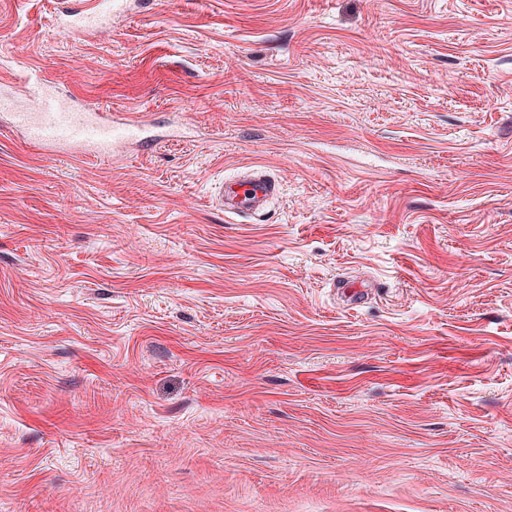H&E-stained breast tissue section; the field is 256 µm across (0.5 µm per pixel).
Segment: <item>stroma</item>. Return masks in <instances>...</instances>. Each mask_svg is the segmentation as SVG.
<instances>
[{
	"label": "stroma",
	"mask_w": 512,
	"mask_h": 512,
	"mask_svg": "<svg viewBox=\"0 0 512 512\" xmlns=\"http://www.w3.org/2000/svg\"><path fill=\"white\" fill-rule=\"evenodd\" d=\"M79 5L0 0V96L158 140L0 109V512H512V0ZM112 3V10L110 13H105L103 11H96L93 5V2L86 1L84 2L85 6L83 11L72 20L65 19L60 22V26L64 30H71L75 28H83V27H95L103 25L107 20L106 18L114 13L120 12L125 5L124 0H114ZM27 90L35 110L14 108L11 122L28 142L46 153H102L117 143L150 144L148 124L143 120L92 112L74 99L51 91L38 77L29 79ZM278 193V183L262 166H250L219 183L213 203L226 216L260 218Z\"/></svg>",
	"instance_id": "obj_1"
}]
</instances>
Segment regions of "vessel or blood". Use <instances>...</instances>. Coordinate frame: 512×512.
<instances>
[{"label": "vessel or blood", "instance_id": "1", "mask_svg": "<svg viewBox=\"0 0 512 512\" xmlns=\"http://www.w3.org/2000/svg\"><path fill=\"white\" fill-rule=\"evenodd\" d=\"M107 14L96 11L92 0H87L77 18L62 20L60 26L65 30L100 26ZM28 95L35 103L34 110L13 109L11 122L28 142L44 152L102 153L117 143H150L145 121L91 111L74 99L51 91L41 78L29 79ZM277 193L278 184L269 172L261 166H250L219 183L214 202L225 215L259 218L265 215Z\"/></svg>", "mask_w": 512, "mask_h": 512}]
</instances>
